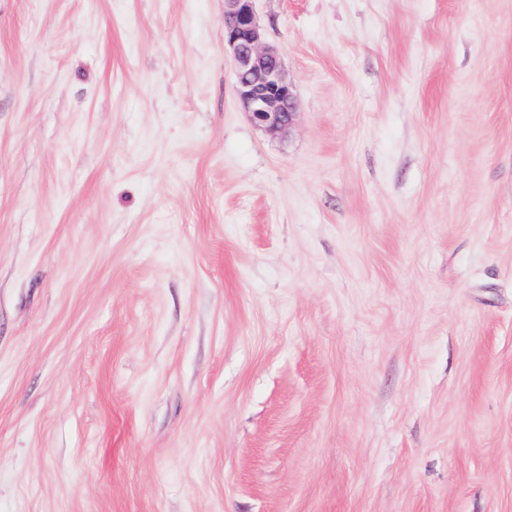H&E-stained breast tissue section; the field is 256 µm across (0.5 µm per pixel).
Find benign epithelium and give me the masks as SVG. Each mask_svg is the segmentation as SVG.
<instances>
[{"mask_svg":"<svg viewBox=\"0 0 512 512\" xmlns=\"http://www.w3.org/2000/svg\"><path fill=\"white\" fill-rule=\"evenodd\" d=\"M224 42L233 51L236 94L243 110L271 136L289 132L297 115L295 89L279 50L264 40L254 0H224Z\"/></svg>","mask_w":512,"mask_h":512,"instance_id":"obj_1","label":"benign epithelium"}]
</instances>
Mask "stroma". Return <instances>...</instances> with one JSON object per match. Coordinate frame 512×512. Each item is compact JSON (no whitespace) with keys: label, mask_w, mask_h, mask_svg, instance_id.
<instances>
[{"label":"stroma","mask_w":512,"mask_h":512,"mask_svg":"<svg viewBox=\"0 0 512 512\" xmlns=\"http://www.w3.org/2000/svg\"><path fill=\"white\" fill-rule=\"evenodd\" d=\"M0 0V512H512V0ZM224 41L233 51L236 94L244 112L271 136L289 132L298 113L295 89L279 50L264 40L254 0H224Z\"/></svg>","instance_id":"obj_1"}]
</instances>
